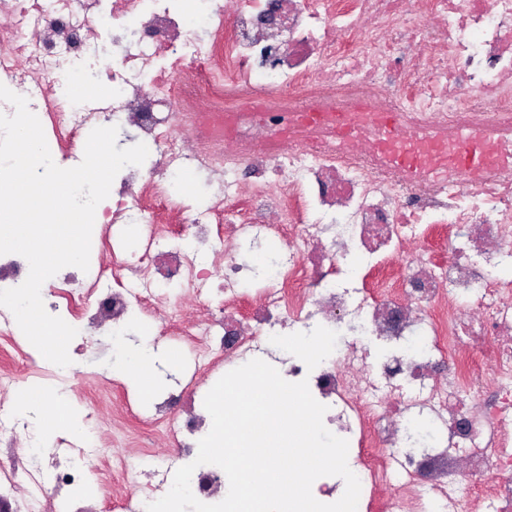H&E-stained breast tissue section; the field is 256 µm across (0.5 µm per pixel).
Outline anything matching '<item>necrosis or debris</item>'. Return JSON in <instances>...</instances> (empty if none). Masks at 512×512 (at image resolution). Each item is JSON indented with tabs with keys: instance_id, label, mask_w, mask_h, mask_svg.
<instances>
[{
	"instance_id": "obj_1",
	"label": "necrosis or debris",
	"mask_w": 512,
	"mask_h": 512,
	"mask_svg": "<svg viewBox=\"0 0 512 512\" xmlns=\"http://www.w3.org/2000/svg\"><path fill=\"white\" fill-rule=\"evenodd\" d=\"M0 0V83L51 123L50 150L80 161L102 114L150 147L148 168L116 176L99 223L142 225L128 262L113 235L98 248L111 266L58 279L65 311L93 328L150 309L179 283L224 301L202 323L170 312L155 328L202 376L265 353L282 325L299 338L351 319L393 348L373 365L357 346L290 365L356 448L362 491L389 492L388 512H512V0ZM111 33L119 53L111 92L72 100L60 77ZM341 110L351 134L310 126L305 112ZM200 112L224 119L209 140ZM395 112L408 136L452 143L476 132L499 155L471 184L397 170L365 124ZM221 181L206 208L182 202L187 171ZM192 228L191 247L170 245ZM448 225L443 254L428 244ZM274 244L258 300L238 305L242 269L225 235ZM156 402L148 423L189 457L208 429L204 406ZM20 419L0 406V505L60 512L48 496L81 472L45 467L20 447ZM147 453L110 454L125 496L164 491Z\"/></svg>"
}]
</instances>
